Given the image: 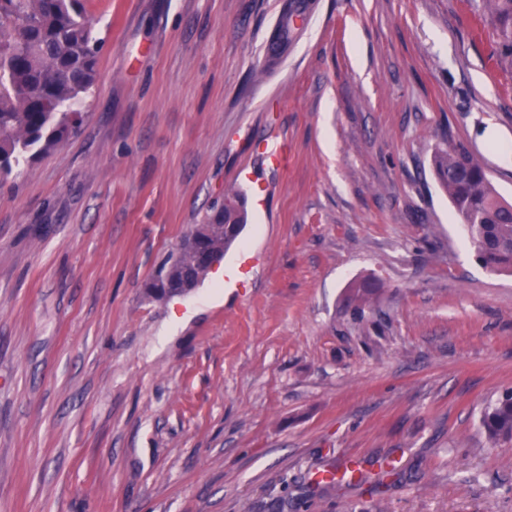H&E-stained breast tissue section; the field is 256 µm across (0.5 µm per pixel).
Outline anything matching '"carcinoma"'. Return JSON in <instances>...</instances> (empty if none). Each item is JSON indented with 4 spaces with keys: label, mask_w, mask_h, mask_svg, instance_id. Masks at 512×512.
<instances>
[{
    "label": "carcinoma",
    "mask_w": 512,
    "mask_h": 512,
    "mask_svg": "<svg viewBox=\"0 0 512 512\" xmlns=\"http://www.w3.org/2000/svg\"><path fill=\"white\" fill-rule=\"evenodd\" d=\"M307 0H283L273 34L276 51L263 68L277 62L307 21ZM484 21L496 35L497 52L512 60V0H481ZM102 41L87 17L84 0H0V176L54 150L82 121V103L98 77ZM435 175L467 231L477 260L512 273V204L495 191L484 165L461 143L437 151ZM240 195L224 198V208L208 219L205 234L181 245L159 268L149 288L158 299L196 285L213 261L224 255L243 230ZM377 290L372 281L353 292L361 313ZM488 443L512 442V391L483 414Z\"/></svg>",
    "instance_id": "carcinoma-1"
}]
</instances>
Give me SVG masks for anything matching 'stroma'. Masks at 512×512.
I'll return each instance as SVG.
<instances>
[{"instance_id":"35a3bbf8","label":"stroma","mask_w":512,"mask_h":512,"mask_svg":"<svg viewBox=\"0 0 512 512\" xmlns=\"http://www.w3.org/2000/svg\"><path fill=\"white\" fill-rule=\"evenodd\" d=\"M282 3L85 0L84 122L0 179V512H512V275L431 167L464 143L512 203V67L476 0H309L250 79ZM234 192L251 288L149 297ZM307 9V0L283 1L271 43V46L275 45L276 48L272 54L267 56L261 72L275 64L288 51L296 34L307 21ZM481 425L491 445L512 442V391L497 399L483 414Z\"/></svg>"}]
</instances>
